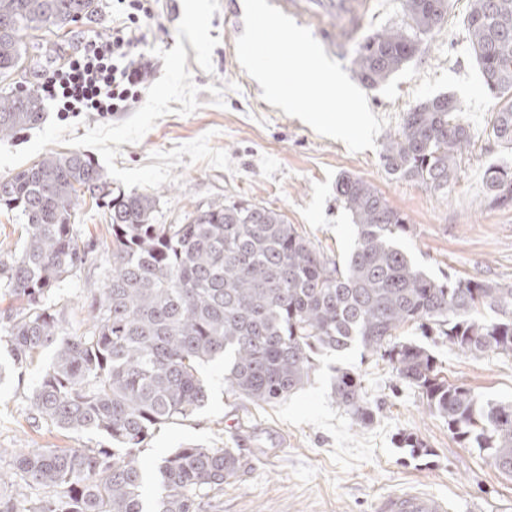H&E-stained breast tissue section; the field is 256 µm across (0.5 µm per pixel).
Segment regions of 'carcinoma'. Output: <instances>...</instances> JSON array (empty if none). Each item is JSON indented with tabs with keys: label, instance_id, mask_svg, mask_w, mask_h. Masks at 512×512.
I'll return each mask as SVG.
<instances>
[{
	"label": "carcinoma",
	"instance_id": "cac0c4a2",
	"mask_svg": "<svg viewBox=\"0 0 512 512\" xmlns=\"http://www.w3.org/2000/svg\"><path fill=\"white\" fill-rule=\"evenodd\" d=\"M448 0H402L403 23L366 38L354 72L374 89L416 55L421 36L441 28ZM464 22L485 88L499 99L490 135L512 149V0H469ZM97 0H0V74L19 67L28 31L62 30L97 14ZM43 104L33 89L0 98V140L38 124ZM472 139L458 101L436 96L403 113L381 143L385 170L445 193ZM490 203H512V168L485 173ZM109 213L111 269L92 298V324L68 336L50 303L60 281L82 266L90 247L71 217L85 201ZM336 199L355 227L343 263L318 250L274 208L212 202L182 224H156L159 196L110 187L79 150L47 154L0 179V207L22 218L18 254L0 261L20 307L5 315L0 342L11 359L0 378L53 348L32 399L34 420L71 432H102L111 448H35L0 470V512H204L206 500L245 466L234 448L186 446L158 467L161 493L144 507L140 446L158 428L204 406V363L224 359V388L253 404L286 399L310 380L320 351L357 345L386 360L418 390L452 438L476 448L512 476V403H482L463 384L441 376L435 357L396 332L416 323L463 353H512V288L457 278L437 281L398 244L408 218L359 177L343 173ZM495 317L487 319L482 310ZM336 402L365 424L372 413L358 376L336 370ZM400 444L414 457L431 449L418 436ZM43 490L26 508L15 488Z\"/></svg>",
	"mask_w": 512,
	"mask_h": 512
}]
</instances>
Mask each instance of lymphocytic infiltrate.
Here are the masks:
<instances>
[{"label":"lymphocytic infiltrate","mask_w":512,"mask_h":512,"mask_svg":"<svg viewBox=\"0 0 512 512\" xmlns=\"http://www.w3.org/2000/svg\"><path fill=\"white\" fill-rule=\"evenodd\" d=\"M126 7V22L110 37L85 45L40 78L39 93L62 117L123 112L141 97L150 64L135 53L134 41L154 12L151 0H126Z\"/></svg>","instance_id":"f902f5d3"}]
</instances>
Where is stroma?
Listing matches in <instances>:
<instances>
[{
    "label": "stroma",
    "instance_id": "stroma-1",
    "mask_svg": "<svg viewBox=\"0 0 512 512\" xmlns=\"http://www.w3.org/2000/svg\"><path fill=\"white\" fill-rule=\"evenodd\" d=\"M468 9L469 0H448L443 27L422 39L402 70L366 93L372 112L386 118L388 133L422 99L449 94L460 102L473 138L447 194L388 174L379 149L351 152L342 141L319 135L265 102L261 87L236 54L244 0H219L211 20L210 35L218 40L212 72L198 66L194 49L186 51V67L200 89L199 109L158 119L140 142L121 145L115 164L121 169L146 166L152 153L210 134L211 146L227 152L232 170L204 162L175 167L174 181L156 190V223L181 224L212 202L242 200L281 210L316 248L339 261L355 239L351 219L336 199V180L348 173L375 186L407 216L408 228L399 242L429 276L440 281L475 278L512 288V205L491 206L483 183L490 166L512 167V150L489 134L497 101L485 89L468 47ZM182 12V0L154 4L155 17L136 46L151 61L147 83L163 73V61L152 50L174 47ZM402 18L401 0H382L363 18L356 36L347 34L341 20L326 17L322 23L338 47L336 60L349 72L358 42L399 25ZM122 20L113 0H99L94 20L60 32H31L24 38L22 68L0 76V96L19 84L34 86L40 72L62 62L80 43L108 37ZM75 224L79 238L93 251L87 264L54 293L72 335L87 327L86 304L108 273L111 242L103 211L95 204L80 205ZM398 336L427 348L449 382L467 385L486 402H512L511 354L473 357L413 324L401 328ZM51 360V351H44L34 367L0 381L2 468L17 448H97L107 442L97 432L72 433L34 423L31 395ZM339 368L359 376L373 411L371 423H356L337 404L332 378ZM202 374L208 388L204 406L155 432L141 457L151 473L182 446L239 449L246 466L225 484L211 512H371L379 496L409 488L445 496L451 512H512V479L490 466L477 449L453 440L444 420L426 412L418 392L399 382L379 356L357 348L341 355L318 353L309 382L273 405L258 406L227 394L223 362L205 364ZM404 433L422 438L430 455L415 458L400 447Z\"/></svg>",
    "mask_w": 512,
    "mask_h": 512
}]
</instances>
